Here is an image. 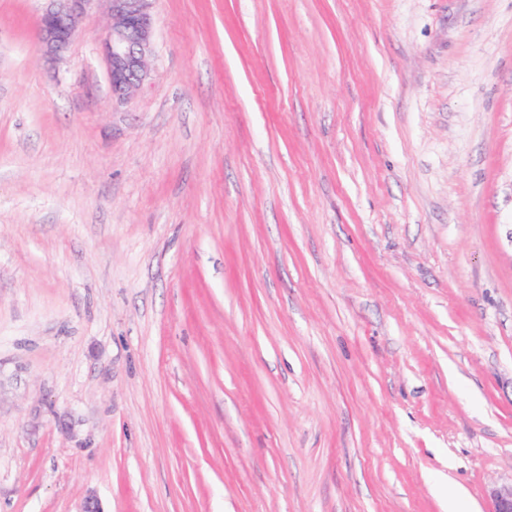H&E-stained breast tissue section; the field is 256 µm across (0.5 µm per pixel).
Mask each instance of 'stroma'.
Here are the masks:
<instances>
[{
	"mask_svg": "<svg viewBox=\"0 0 512 512\" xmlns=\"http://www.w3.org/2000/svg\"><path fill=\"white\" fill-rule=\"evenodd\" d=\"M0 0V512H488L512 480V0ZM100 0H48L38 20L40 39L50 56L63 52L76 37L80 21L93 2ZM109 25L102 38L112 99L126 101L147 81L157 0H105Z\"/></svg>",
	"mask_w": 512,
	"mask_h": 512,
	"instance_id": "1",
	"label": "stroma"
}]
</instances>
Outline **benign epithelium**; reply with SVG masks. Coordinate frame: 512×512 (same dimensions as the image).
<instances>
[{"label":"benign epithelium","mask_w":512,"mask_h":512,"mask_svg":"<svg viewBox=\"0 0 512 512\" xmlns=\"http://www.w3.org/2000/svg\"><path fill=\"white\" fill-rule=\"evenodd\" d=\"M38 28L46 52L57 56L76 37L80 21L95 0H48ZM109 25L102 38L112 98L125 101L147 81L153 54L156 0H106ZM491 512H512V483L489 490Z\"/></svg>","instance_id":"7a95c632"}]
</instances>
